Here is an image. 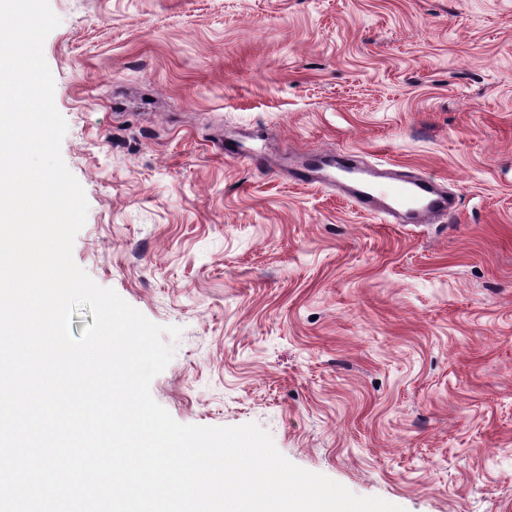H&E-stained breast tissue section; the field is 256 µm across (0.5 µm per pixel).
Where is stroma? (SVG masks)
Segmentation results:
<instances>
[{
	"label": "stroma",
	"mask_w": 512,
	"mask_h": 512,
	"mask_svg": "<svg viewBox=\"0 0 512 512\" xmlns=\"http://www.w3.org/2000/svg\"><path fill=\"white\" fill-rule=\"evenodd\" d=\"M49 3L73 259L181 329L153 399L404 512H512V0ZM320 149L461 216L291 182Z\"/></svg>",
	"instance_id": "obj_1"
}]
</instances>
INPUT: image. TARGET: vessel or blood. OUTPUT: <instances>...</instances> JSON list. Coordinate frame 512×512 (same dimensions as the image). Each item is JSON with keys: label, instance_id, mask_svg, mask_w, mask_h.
<instances>
[{"label": "vessel or blood", "instance_id": "b4317fda", "mask_svg": "<svg viewBox=\"0 0 512 512\" xmlns=\"http://www.w3.org/2000/svg\"><path fill=\"white\" fill-rule=\"evenodd\" d=\"M291 177L304 185L333 187L364 213L389 224H427L457 211L453 196L434 179L390 176L383 168L358 164L346 152L304 154Z\"/></svg>", "mask_w": 512, "mask_h": 512}]
</instances>
